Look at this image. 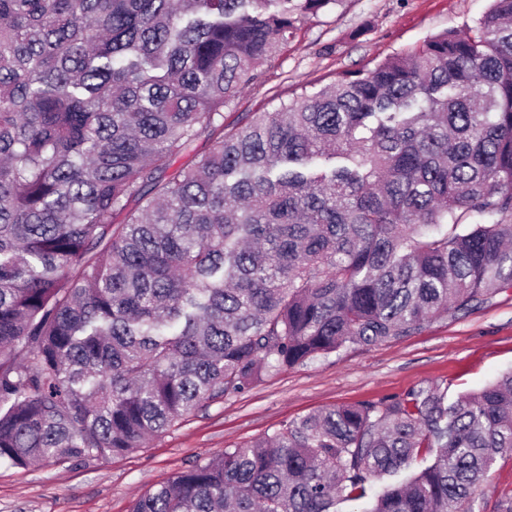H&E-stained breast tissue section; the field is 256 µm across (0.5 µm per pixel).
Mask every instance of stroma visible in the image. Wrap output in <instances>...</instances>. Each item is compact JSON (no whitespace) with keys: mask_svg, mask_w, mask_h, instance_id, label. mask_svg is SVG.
<instances>
[{"mask_svg":"<svg viewBox=\"0 0 512 512\" xmlns=\"http://www.w3.org/2000/svg\"><path fill=\"white\" fill-rule=\"evenodd\" d=\"M491 0H338L299 20L294 38L224 110L236 123L346 70L368 69L448 29L467 31ZM512 370V289L464 314L431 321L418 334L339 352L266 374L241 394L206 402L140 450L105 463L65 459L0 466V512H128L197 459L242 446L280 424L334 406L384 402L428 383L449 396L471 392ZM512 500V453L496 457L472 499L473 512H500Z\"/></svg>","mask_w":512,"mask_h":512,"instance_id":"1","label":"stroma"}]
</instances>
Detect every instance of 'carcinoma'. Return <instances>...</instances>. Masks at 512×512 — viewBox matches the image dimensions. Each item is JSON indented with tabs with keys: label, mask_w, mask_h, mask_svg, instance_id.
Wrapping results in <instances>:
<instances>
[{
	"label": "carcinoma",
	"mask_w": 512,
	"mask_h": 512,
	"mask_svg": "<svg viewBox=\"0 0 512 512\" xmlns=\"http://www.w3.org/2000/svg\"><path fill=\"white\" fill-rule=\"evenodd\" d=\"M337 0H0V464L108 461L512 288V0L224 126ZM512 372L226 448L129 512H471Z\"/></svg>",
	"instance_id": "cac0c4a2"
}]
</instances>
